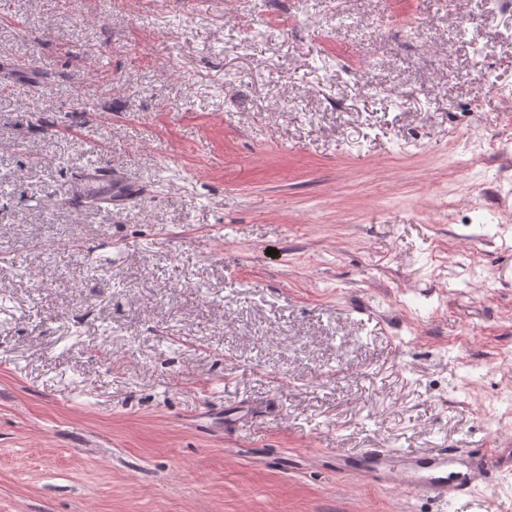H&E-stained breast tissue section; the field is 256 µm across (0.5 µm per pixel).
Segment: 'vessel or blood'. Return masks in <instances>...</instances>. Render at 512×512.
<instances>
[{
    "label": "vessel or blood",
    "instance_id": "b4317fda",
    "mask_svg": "<svg viewBox=\"0 0 512 512\" xmlns=\"http://www.w3.org/2000/svg\"><path fill=\"white\" fill-rule=\"evenodd\" d=\"M497 451L482 453L451 448H424L396 454L386 448H368L355 455L338 456V467L382 486H401L414 497H423L448 506L470 494L489 470Z\"/></svg>",
    "mask_w": 512,
    "mask_h": 512
}]
</instances>
